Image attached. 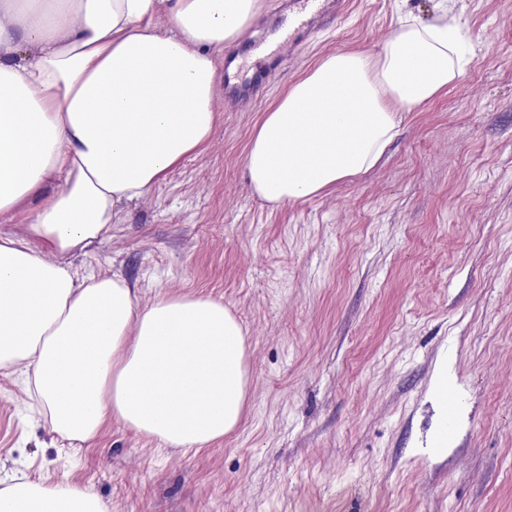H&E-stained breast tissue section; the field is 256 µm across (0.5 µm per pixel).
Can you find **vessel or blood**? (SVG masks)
Segmentation results:
<instances>
[{
  "label": "vessel or blood",
  "mask_w": 512,
  "mask_h": 512,
  "mask_svg": "<svg viewBox=\"0 0 512 512\" xmlns=\"http://www.w3.org/2000/svg\"><path fill=\"white\" fill-rule=\"evenodd\" d=\"M347 3L348 0H290L288 16L275 44L276 54L293 56L297 42L315 28L338 25Z\"/></svg>",
  "instance_id": "1"
}]
</instances>
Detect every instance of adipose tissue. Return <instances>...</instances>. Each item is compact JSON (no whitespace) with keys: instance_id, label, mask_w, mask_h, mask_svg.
Returning <instances> with one entry per match:
<instances>
[{"instance_id":"obj_1","label":"adipose tissue","mask_w":512,"mask_h":512,"mask_svg":"<svg viewBox=\"0 0 512 512\" xmlns=\"http://www.w3.org/2000/svg\"><path fill=\"white\" fill-rule=\"evenodd\" d=\"M258 0H0V369L22 367L54 433L93 439L116 420L166 448L234 432L247 393L243 330L223 302L141 304L119 274H79L118 223L218 120L213 50ZM166 25H159V16ZM467 54L448 17H413L375 55L321 58L264 113L245 167L271 204L314 196L375 167L397 114L435 98ZM0 512H112L86 490L13 478Z\"/></svg>"}]
</instances>
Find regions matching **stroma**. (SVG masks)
I'll return each mask as SVG.
<instances>
[{"label": "stroma", "instance_id": "35a3bbf8", "mask_svg": "<svg viewBox=\"0 0 512 512\" xmlns=\"http://www.w3.org/2000/svg\"><path fill=\"white\" fill-rule=\"evenodd\" d=\"M284 0H260L218 70L242 60L252 99L224 111L79 272L224 302L246 333L239 428L160 449L117 421L70 442L0 370V481H67L112 512H512V0H354L339 28L273 54ZM448 12L463 74L399 113L381 163L272 205L245 156L264 112L321 57L378 53L400 18ZM464 409L428 446L440 364Z\"/></svg>", "mask_w": 512, "mask_h": 512}]
</instances>
